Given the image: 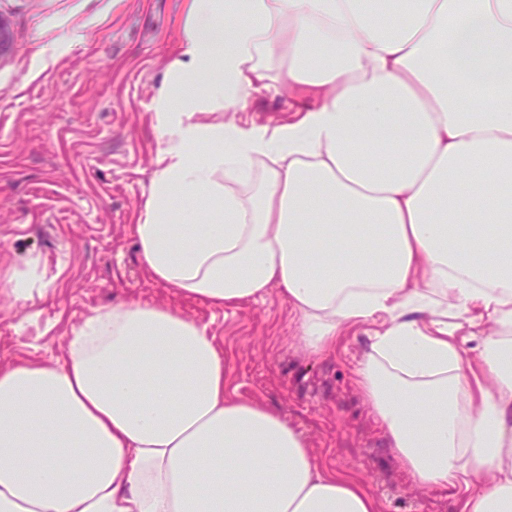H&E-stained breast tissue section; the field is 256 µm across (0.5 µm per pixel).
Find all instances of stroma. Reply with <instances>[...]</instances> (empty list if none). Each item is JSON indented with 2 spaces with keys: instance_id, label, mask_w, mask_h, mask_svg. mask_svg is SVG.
<instances>
[{
  "instance_id": "1",
  "label": "stroma",
  "mask_w": 512,
  "mask_h": 512,
  "mask_svg": "<svg viewBox=\"0 0 512 512\" xmlns=\"http://www.w3.org/2000/svg\"><path fill=\"white\" fill-rule=\"evenodd\" d=\"M185 0H0L13 51L0 61V362H52L73 326L119 298L207 323L241 398L272 406L319 458L357 476L381 512H455L445 490L417 488L394 460L355 384L368 329L334 355L305 356L277 290L217 308L156 282L136 251L158 148L152 103L183 35ZM288 95L211 122H287ZM29 274L31 298L9 278Z\"/></svg>"
}]
</instances>
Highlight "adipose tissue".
<instances>
[{
	"label": "adipose tissue",
	"instance_id": "1",
	"mask_svg": "<svg viewBox=\"0 0 512 512\" xmlns=\"http://www.w3.org/2000/svg\"><path fill=\"white\" fill-rule=\"evenodd\" d=\"M169 71L135 226L150 278L217 307L278 287L311 355L371 325L357 383L401 469L512 512V0H187ZM274 81L310 97L294 120L202 121ZM0 512L379 503L230 390L207 325L120 300L55 362L0 364Z\"/></svg>",
	"mask_w": 512,
	"mask_h": 512
}]
</instances>
